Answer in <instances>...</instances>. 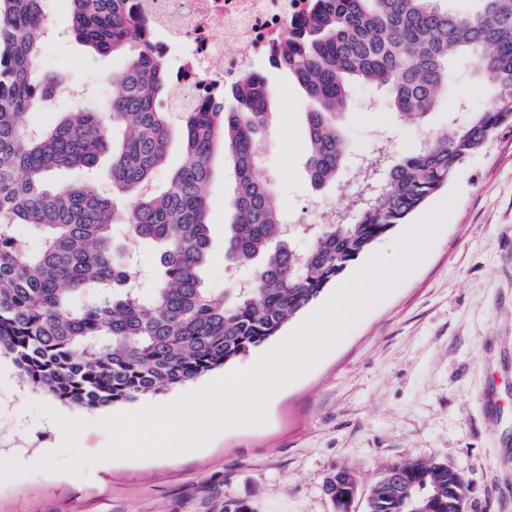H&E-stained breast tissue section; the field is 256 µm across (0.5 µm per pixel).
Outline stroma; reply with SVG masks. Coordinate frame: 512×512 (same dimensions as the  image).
<instances>
[{
    "label": "stroma",
    "mask_w": 512,
    "mask_h": 512,
    "mask_svg": "<svg viewBox=\"0 0 512 512\" xmlns=\"http://www.w3.org/2000/svg\"><path fill=\"white\" fill-rule=\"evenodd\" d=\"M56 31L41 67L59 90L49 107L26 115L44 128L73 106V89L96 96L126 65L70 35L68 10H49ZM273 92L272 123L262 163L277 205L291 224H317L320 205L339 209L354 190V158L370 153L377 133L391 160L420 145V128L398 121L385 95L354 85L339 117L350 163L335 185L315 189L308 177L305 112L310 104L287 71L262 67ZM493 84L453 80L431 113V130L448 132L484 110ZM230 165L215 150L207 203L212 249L210 287L225 285L224 226L230 220ZM453 206L428 252L344 341L309 374L282 389L260 427H235L201 450L181 456L121 458L93 466L87 477L35 472L0 481V512H336L327 477L345 470L358 483L350 512H367L368 489L387 465L437 458L468 485V512H512V124L501 127L406 223L374 247L393 245L445 200ZM258 350L170 390L106 407L63 403L23 381L10 356L0 355V457L36 462L57 442L54 429L30 410L43 402L88 423L81 447L108 443L99 420L183 392L249 365Z\"/></svg>",
    "instance_id": "1"
}]
</instances>
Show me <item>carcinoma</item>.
<instances>
[{
  "label": "carcinoma",
  "mask_w": 512,
  "mask_h": 512,
  "mask_svg": "<svg viewBox=\"0 0 512 512\" xmlns=\"http://www.w3.org/2000/svg\"><path fill=\"white\" fill-rule=\"evenodd\" d=\"M443 2L312 0L285 39L274 65L315 103L306 121L308 171L318 188L336 179L346 159L337 117L354 84L384 89L398 119L423 128L448 92L452 58L469 59L472 82L495 83L485 110L452 134L430 132L386 167L374 157L382 174L364 175L352 214L302 226L312 243L298 251L284 236L260 165V135L272 117L263 74L230 87V107L181 113L184 161L154 192L173 124L161 101L172 84L166 58L129 24V0H68L76 39L101 55L121 53L127 64L113 76L120 92L107 106L70 111L38 131L25 115L58 89L39 67L50 19L44 0H0V350L30 384L94 408L181 386L279 335L512 123V0H477L467 14ZM218 144L234 178L224 256L249 270L244 288L234 281L217 290L204 278L211 247L205 190ZM108 148L107 189L54 184L57 172L90 169ZM148 244L159 265L145 296L136 255ZM351 489L347 471L325 482L337 512L348 509ZM467 491L443 461H398L370 486L368 512H464Z\"/></svg>",
  "instance_id": "carcinoma-1"
}]
</instances>
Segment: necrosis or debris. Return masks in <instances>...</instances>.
<instances>
[{
    "mask_svg": "<svg viewBox=\"0 0 512 512\" xmlns=\"http://www.w3.org/2000/svg\"><path fill=\"white\" fill-rule=\"evenodd\" d=\"M134 25L169 62L174 98L205 106L224 87L271 62L310 0H131ZM232 53H225V44Z\"/></svg>",
    "mask_w": 512,
    "mask_h": 512,
    "instance_id": "1",
    "label": "necrosis or debris"
}]
</instances>
